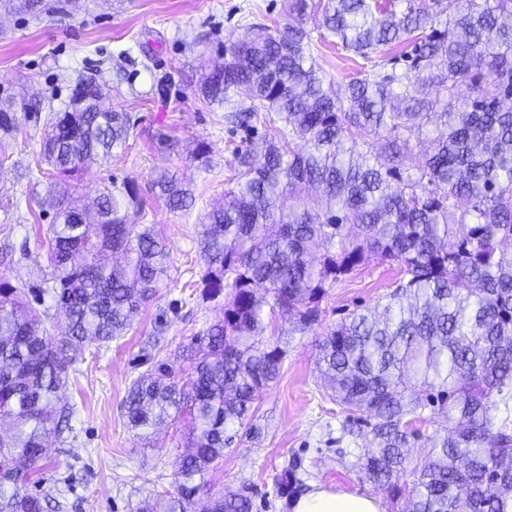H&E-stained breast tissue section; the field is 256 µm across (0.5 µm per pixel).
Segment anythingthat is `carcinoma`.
I'll return each mask as SVG.
<instances>
[{"instance_id": "obj_1", "label": "carcinoma", "mask_w": 512, "mask_h": 512, "mask_svg": "<svg viewBox=\"0 0 512 512\" xmlns=\"http://www.w3.org/2000/svg\"><path fill=\"white\" fill-rule=\"evenodd\" d=\"M287 0L286 20L221 46L197 85L208 104L245 86L248 112L224 121L265 128L260 148L237 155L240 177L202 218L203 295L224 298L223 318L186 346L179 377L166 363L136 378L123 402L129 430L145 442L189 419L177 495L166 512H195L207 476L224 458L253 404L281 375L282 337L305 332L328 289L376 257L399 267L381 313H353L326 334L317 359L345 416L373 447L358 472L407 512H512V0ZM319 38L363 60L340 94L316 63ZM402 47L387 70L375 58ZM405 68L396 69L398 61ZM104 88L82 74L70 103L53 113L42 154L63 188L45 240L48 292L64 315L52 333L29 293L0 281V512H65L59 483L28 484L74 407L62 402L69 368L85 343L120 339L167 275L169 253L136 222L134 181L86 199L68 181L126 147L133 125L103 110ZM434 126L430 150L404 169L415 134ZM159 198L194 204L176 174L160 171ZM125 265L115 268L112 256ZM443 416L426 436L425 410ZM298 462L280 477L294 494ZM227 492L201 512H252Z\"/></svg>"}]
</instances>
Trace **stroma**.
Instances as JSON below:
<instances>
[{
  "label": "stroma",
  "instance_id": "stroma-1",
  "mask_svg": "<svg viewBox=\"0 0 512 512\" xmlns=\"http://www.w3.org/2000/svg\"><path fill=\"white\" fill-rule=\"evenodd\" d=\"M286 0H42L39 12L0 9V104L12 103L18 130L0 143V279L19 288L44 289L51 278L43 241L51 215L35 218L30 196H46L53 178L37 165L51 109L69 101L70 85L81 73H96L107 89L105 104L130 113L135 130L125 151L85 167L81 190L93 196L112 180L132 179L139 188L148 223L165 241L169 269L154 298L125 336L110 347L87 346L73 364L66 397L74 405L73 432L63 450H50L40 466L46 481L71 477L68 499L74 512H137L140 501L165 504L175 489L176 461L183 451L186 424L163 426L145 444L125 425L122 404L134 378L153 362L181 366L184 345L222 316V300H207L202 275L198 218L221 199L237 174V151L263 135L230 130L224 114L248 109L241 91L223 105L204 103L196 92L200 68L212 64L225 38L251 24L284 16ZM313 53L337 90L355 77L352 54L326 43ZM174 79L169 95L155 84ZM210 163L195 159L198 145ZM183 174L194 189L190 209L170 207L152 195L159 170ZM398 270L370 260L336 283L321 303L312 330L288 339L280 379L257 404L254 429H240L231 448L209 475L212 492L249 496L253 512H291L279 493L278 478L293 458L305 489L316 486L372 496L382 512H402L355 464L364 436L343 433L344 417L324 391L316 368L319 345L330 328L351 313L385 303Z\"/></svg>",
  "mask_w": 512,
  "mask_h": 512
}]
</instances>
